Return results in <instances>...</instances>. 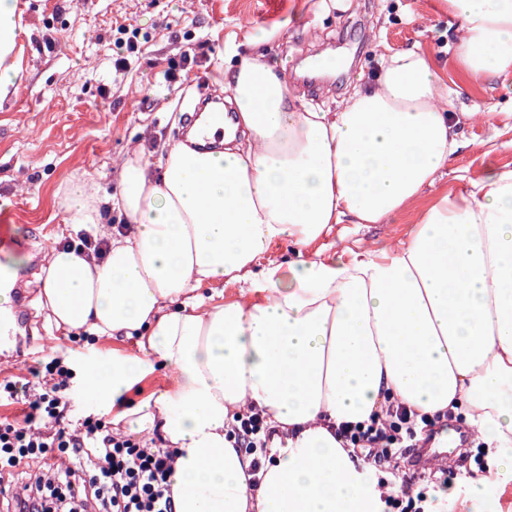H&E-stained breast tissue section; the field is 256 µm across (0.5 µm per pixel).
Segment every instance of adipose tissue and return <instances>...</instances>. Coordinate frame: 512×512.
<instances>
[{
	"label": "adipose tissue",
	"instance_id": "adipose-tissue-1",
	"mask_svg": "<svg viewBox=\"0 0 512 512\" xmlns=\"http://www.w3.org/2000/svg\"><path fill=\"white\" fill-rule=\"evenodd\" d=\"M468 81L512 79V0H439ZM19 0H0V102L27 78ZM231 118L206 119L220 150L131 144L118 165L125 225L106 224L90 179L62 205L108 243L104 256L51 246L37 304L51 328L132 339L133 352L73 355L79 396L115 429L176 451L174 512H384L402 482L342 448L339 425L402 406L455 412L490 448L465 498L512 490V168L438 197L395 247L317 250L337 224H386L435 186L461 148L459 113L422 45L382 56L333 112L298 106L261 53L224 74ZM287 242L297 257H270ZM241 284L213 302L202 288ZM166 368L163 390L122 398ZM279 429L261 480L235 447L234 417Z\"/></svg>",
	"mask_w": 512,
	"mask_h": 512
}]
</instances>
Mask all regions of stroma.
Listing matches in <instances>:
<instances>
[{"label":"stroma","instance_id":"35a3bbf8","mask_svg":"<svg viewBox=\"0 0 512 512\" xmlns=\"http://www.w3.org/2000/svg\"><path fill=\"white\" fill-rule=\"evenodd\" d=\"M437 0H20L30 36L25 42L27 80L0 103V224L60 243L77 236L55 195L80 175L101 195L119 198L114 169L129 144L139 140L158 161L182 131L186 100L204 87L220 94L224 71L262 50L282 69L302 105L335 111L359 77L372 75L378 55L420 44L429 47L458 111L495 109V127L465 125L463 147L435 186L387 224H338L327 237L335 248L365 242L397 245L416 214L439 195L458 190L486 170L511 166L512 87L501 81L467 82L457 74L453 32ZM136 32L137 49L126 68H116L112 43L120 27ZM272 38L254 47L257 30ZM338 56L344 67L327 72V86H300L295 76L309 60ZM39 343L21 364L0 371L17 384L38 388L47 363L75 352L111 356L135 350L131 340L87 334L52 337L33 331Z\"/></svg>","mask_w":512,"mask_h":512}]
</instances>
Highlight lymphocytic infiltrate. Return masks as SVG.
Returning a JSON list of instances; mask_svg holds the SVG:
<instances>
[{"mask_svg":"<svg viewBox=\"0 0 512 512\" xmlns=\"http://www.w3.org/2000/svg\"><path fill=\"white\" fill-rule=\"evenodd\" d=\"M47 370L49 378L30 401L26 418H0V481L25 480L10 512H173L174 450L151 447L91 416L69 425L70 373L56 360ZM433 434L432 420L391 409L385 420L356 426L339 438L366 464L398 471L411 466L414 448ZM53 449L67 465L50 464Z\"/></svg>","mask_w":512,"mask_h":512,"instance_id":"lymphocytic-infiltrate-1","label":"lymphocytic infiltrate"}]
</instances>
